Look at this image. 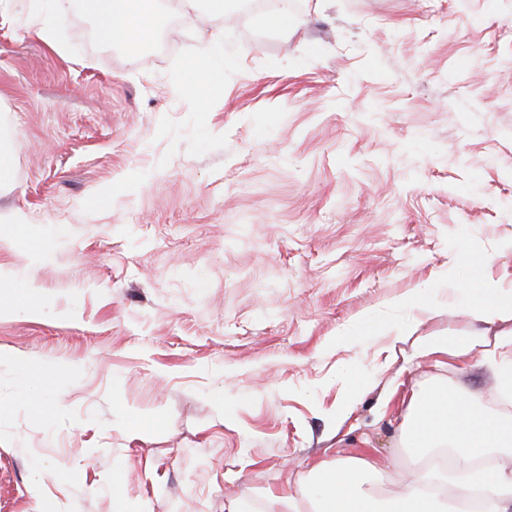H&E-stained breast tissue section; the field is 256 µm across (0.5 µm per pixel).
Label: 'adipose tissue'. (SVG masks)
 <instances>
[{
  "instance_id": "ef3b65f1",
  "label": "adipose tissue",
  "mask_w": 512,
  "mask_h": 512,
  "mask_svg": "<svg viewBox=\"0 0 512 512\" xmlns=\"http://www.w3.org/2000/svg\"><path fill=\"white\" fill-rule=\"evenodd\" d=\"M113 40L136 44L156 24L144 0H83ZM480 299L467 310L480 322L502 323L482 367L498 379L494 397L512 403V293L501 285L479 282ZM486 342L478 333L459 341L450 336H426L420 356L440 361L461 359ZM406 435L420 462L396 471L399 490H383L384 475L364 456L336 464L318 463L296 492L278 496L282 512H512V418L485 409L476 398L441 385L412 395L404 423Z\"/></svg>"
}]
</instances>
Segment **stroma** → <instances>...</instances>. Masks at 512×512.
<instances>
[{
	"instance_id": "stroma-1",
	"label": "stroma",
	"mask_w": 512,
	"mask_h": 512,
	"mask_svg": "<svg viewBox=\"0 0 512 512\" xmlns=\"http://www.w3.org/2000/svg\"><path fill=\"white\" fill-rule=\"evenodd\" d=\"M155 2L160 56L0 13V512H274L309 465H409L412 394L495 388L417 343L476 330L473 271L512 288V0ZM213 50V46H206L199 60L187 67L188 83L197 91L201 101H205L208 98L210 92L219 85L220 81L219 75L208 64Z\"/></svg>"
}]
</instances>
